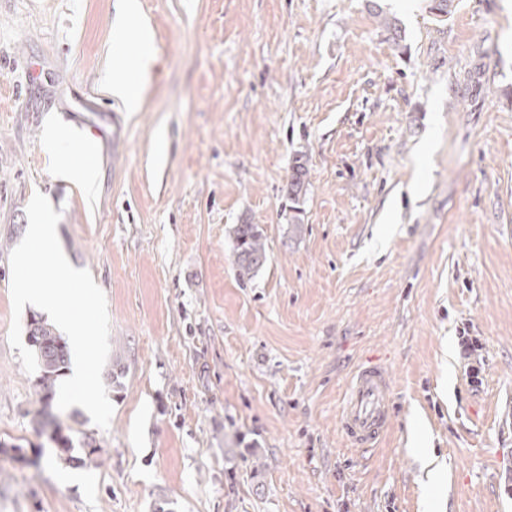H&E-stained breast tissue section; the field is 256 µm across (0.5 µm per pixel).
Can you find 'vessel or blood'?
Instances as JSON below:
<instances>
[{
	"label": "vessel or blood",
	"mask_w": 512,
	"mask_h": 512,
	"mask_svg": "<svg viewBox=\"0 0 512 512\" xmlns=\"http://www.w3.org/2000/svg\"><path fill=\"white\" fill-rule=\"evenodd\" d=\"M391 417L390 380L384 365L372 363L355 374L340 417L349 447L365 451L387 432Z\"/></svg>",
	"instance_id": "obj_1"
}]
</instances>
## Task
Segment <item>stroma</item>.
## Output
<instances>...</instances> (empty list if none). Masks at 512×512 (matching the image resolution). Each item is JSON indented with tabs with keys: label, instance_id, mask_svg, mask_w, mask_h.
<instances>
[{
	"label": "stroma",
	"instance_id": "stroma-1",
	"mask_svg": "<svg viewBox=\"0 0 512 512\" xmlns=\"http://www.w3.org/2000/svg\"><path fill=\"white\" fill-rule=\"evenodd\" d=\"M118 2L0 0V512H512V0H140L137 112L102 90ZM50 115L102 130L93 195L54 176ZM37 192L106 297L105 430L9 343ZM237 224L269 252L245 281ZM372 355L392 425L359 455L340 410ZM57 425L97 465L59 463ZM308 169L302 162V157L296 159L295 164L291 168V174L288 180V196L294 202H298L301 195H305L307 186Z\"/></svg>",
	"mask_w": 512,
	"mask_h": 512
}]
</instances>
